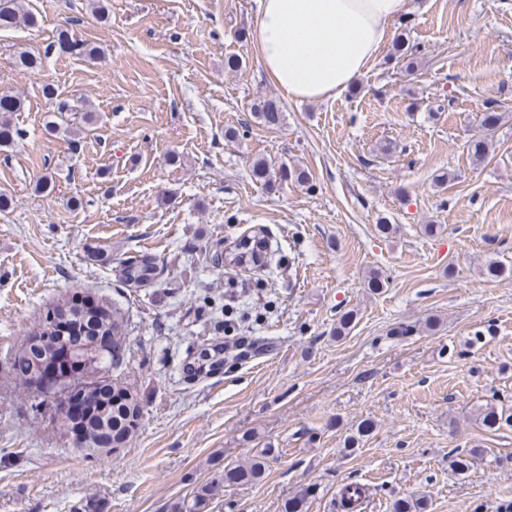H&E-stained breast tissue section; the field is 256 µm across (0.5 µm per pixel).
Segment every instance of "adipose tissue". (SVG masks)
Wrapping results in <instances>:
<instances>
[{
	"label": "adipose tissue",
	"instance_id": "ef3b65f1",
	"mask_svg": "<svg viewBox=\"0 0 512 512\" xmlns=\"http://www.w3.org/2000/svg\"><path fill=\"white\" fill-rule=\"evenodd\" d=\"M254 39L282 95L317 101L347 90L389 43L406 0H256Z\"/></svg>",
	"mask_w": 512,
	"mask_h": 512
}]
</instances>
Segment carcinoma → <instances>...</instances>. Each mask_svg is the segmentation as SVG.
I'll use <instances>...</instances> for the list:
<instances>
[{
	"label": "carcinoma",
	"mask_w": 512,
	"mask_h": 512,
	"mask_svg": "<svg viewBox=\"0 0 512 512\" xmlns=\"http://www.w3.org/2000/svg\"><path fill=\"white\" fill-rule=\"evenodd\" d=\"M34 26L38 23V16L32 11H26L23 0H0V29L12 28L18 24ZM58 50L75 56L91 59L96 53V47L85 41L76 39L67 29L57 32L56 41L49 45L48 50ZM398 57L406 60V68L415 66L418 48L399 34L394 43ZM15 62L19 69L27 74H37L43 67V58L26 50L15 52ZM22 109L21 99L11 95L0 96V147L10 146L20 131L12 125L11 116ZM258 118L267 126H276L282 120V109L273 99H267L256 107ZM501 115L492 108H487L483 117L484 135L467 142L468 153L477 161L485 159L489 147L493 144L494 132L500 122ZM88 116L78 113V110L68 101L60 100L53 115L50 116L48 126L62 127L79 135L82 123ZM266 264L264 250L256 253L245 250L228 251L215 256V265L227 268L253 265L263 267ZM159 264L157 258L148 253L123 260L120 264L119 282L124 288L138 289L150 284L157 277ZM484 275L488 279L512 278V266H506L498 261H491L485 267ZM122 317L112 305L98 301L88 307L81 317L73 320L50 322L48 314L41 315L36 328L42 335L59 339L63 344L73 350L95 344V338L106 336L108 340L96 349L95 358L99 377L98 397L94 403L91 425L85 437L86 447L82 452L86 456L97 457L100 450L112 453L126 447L130 438L137 430L143 417V405L140 400L130 404L125 399L126 388L121 387L112 380V371L123 363L125 353V336L122 332ZM226 364L224 357V344L214 340L208 347L202 349L197 356L189 359L186 372L190 379L200 380L224 370ZM32 361L28 358L11 356L6 367L11 377L22 386L30 408L37 413H47L54 422L55 427L66 433L57 419V405L54 400L42 396L31 384ZM482 425L492 431L503 426H512V413L498 409L494 405L485 407L480 417ZM374 429V423L368 419L359 423L356 434L345 438L344 448L352 450L360 445L365 437ZM268 452H262L245 464L229 467L243 483L256 484L261 482L267 474ZM229 484L228 473L224 472L211 480L197 485L192 492L180 499L173 506V512H206L211 499L217 492Z\"/></svg>",
	"instance_id": "obj_1"
}]
</instances>
